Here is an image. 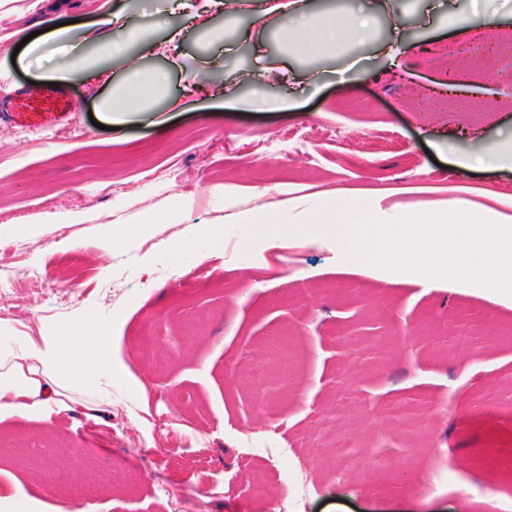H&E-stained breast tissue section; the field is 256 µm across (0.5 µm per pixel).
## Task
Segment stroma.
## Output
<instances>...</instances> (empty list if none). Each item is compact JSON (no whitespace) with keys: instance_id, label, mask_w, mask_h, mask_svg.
I'll return each mask as SVG.
<instances>
[{"instance_id":"obj_1","label":"stroma","mask_w":512,"mask_h":512,"mask_svg":"<svg viewBox=\"0 0 512 512\" xmlns=\"http://www.w3.org/2000/svg\"><path fill=\"white\" fill-rule=\"evenodd\" d=\"M270 2L210 12V42L187 27L168 87L178 111L94 126L128 76L124 60L102 57L111 82L74 73L64 85L70 123L0 115V275L29 311L9 325L35 339L62 319L107 325L117 363L103 422L78 410L0 417V512H72L64 483L97 469L108 479L83 512H512V416L471 410L479 398L512 402V301L419 274L383 278L347 265L327 236L256 238L237 220L329 201L371 212L426 200L441 211L462 196L512 223V163L484 160L512 148V57L460 71L443 53L512 38V0H306L373 22L370 40L319 56L287 51ZM49 4L86 20L121 9L153 42L180 22L167 13L157 24L166 0ZM489 15L503 31L460 35L451 24ZM397 21L409 46L398 67L378 51ZM19 26L0 20V107L8 85L34 89L61 62L53 43L13 61ZM213 53L241 97L262 87L264 67H287L274 92L293 94L295 108L187 95ZM412 89L446 95L447 111L411 108ZM181 198L189 206L177 215ZM146 220L148 233L100 248L104 225ZM45 222L54 231L26 230ZM63 238L71 248H58ZM11 243L23 252H7ZM454 327L471 339L449 343ZM404 401L414 416L392 421L387 406ZM336 430L355 435L341 479L325 447ZM255 478L265 494H251Z\"/></svg>"}]
</instances>
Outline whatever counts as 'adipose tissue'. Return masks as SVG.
Wrapping results in <instances>:
<instances>
[{"instance_id": "1", "label": "adipose tissue", "mask_w": 512, "mask_h": 512, "mask_svg": "<svg viewBox=\"0 0 512 512\" xmlns=\"http://www.w3.org/2000/svg\"><path fill=\"white\" fill-rule=\"evenodd\" d=\"M43 0H0V14L25 17L38 14L39 36L24 38L25 54H32L51 42L66 38L69 28L59 25L56 15L42 10ZM274 10L286 13L295 51L313 53L327 47H344L360 42L369 26L368 18L338 8L307 11L302 0H275ZM120 13L93 22H78L82 31L79 45L66 51L54 80L83 73L87 79H101L104 71L88 56L87 47L99 49L106 57L120 55L125 45L141 42L144 33L122 26V42L112 39V26L120 23ZM171 78L167 69H135L133 79L113 93L104 110L109 121L125 123L150 111L153 102L164 96ZM112 338L108 328L72 324L68 330L45 328L39 339L19 335L0 324V413L25 418L41 416L46 408L61 411L81 407L87 417L98 418L110 406L112 389Z\"/></svg>"}]
</instances>
